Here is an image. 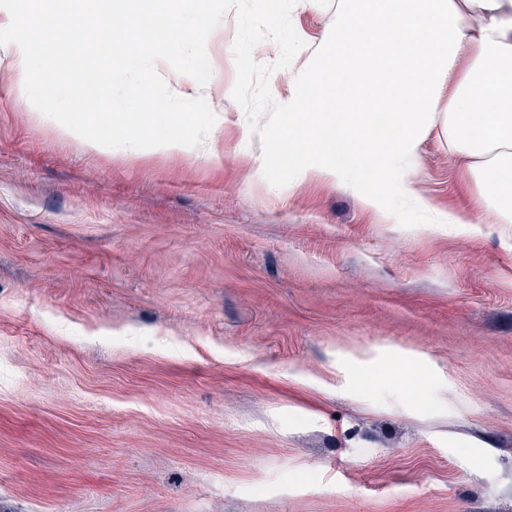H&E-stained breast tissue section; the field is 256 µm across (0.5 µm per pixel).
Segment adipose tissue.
Returning <instances> with one entry per match:
<instances>
[{
	"label": "adipose tissue",
	"instance_id": "adipose-tissue-1",
	"mask_svg": "<svg viewBox=\"0 0 512 512\" xmlns=\"http://www.w3.org/2000/svg\"><path fill=\"white\" fill-rule=\"evenodd\" d=\"M323 43L329 66H312L288 101L301 176L369 157L383 176L365 207L433 212L407 173L436 128L477 192L434 223L512 224V0H343Z\"/></svg>",
	"mask_w": 512,
	"mask_h": 512
}]
</instances>
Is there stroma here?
I'll use <instances>...</instances> for the list:
<instances>
[{"label":"stroma","mask_w":512,"mask_h":512,"mask_svg":"<svg viewBox=\"0 0 512 512\" xmlns=\"http://www.w3.org/2000/svg\"><path fill=\"white\" fill-rule=\"evenodd\" d=\"M338 0H297L304 48ZM234 12L194 147L88 149L0 45V512H512V224L363 206L374 161L258 175ZM416 187L460 212L438 129Z\"/></svg>","instance_id":"1"}]
</instances>
